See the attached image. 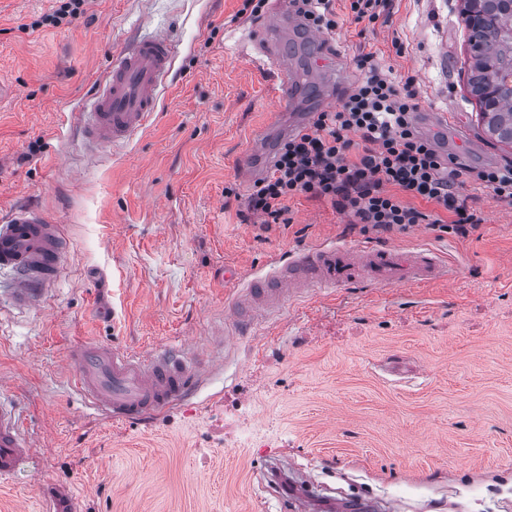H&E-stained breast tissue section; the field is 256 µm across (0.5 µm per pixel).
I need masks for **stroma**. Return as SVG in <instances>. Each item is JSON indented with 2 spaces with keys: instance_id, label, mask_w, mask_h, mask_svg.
Listing matches in <instances>:
<instances>
[{
  "instance_id": "obj_1",
  "label": "stroma",
  "mask_w": 512,
  "mask_h": 512,
  "mask_svg": "<svg viewBox=\"0 0 512 512\" xmlns=\"http://www.w3.org/2000/svg\"><path fill=\"white\" fill-rule=\"evenodd\" d=\"M242 0H86L58 23V0H0V213L44 209L68 241L38 309L0 307V388L19 402L38 450L0 480V512H39L37 480L74 487L81 512H283L269 468L297 467L316 495L383 512H512V208L467 186L484 223L461 237L417 226L378 234L447 256L453 283L347 288L288 305L237 337L217 332L239 276L332 240L364 236L325 199L290 200L291 223H242L251 190L238 172L250 136L287 122L276 78L245 55L263 19ZM321 48L353 62L372 52L414 76L421 109L448 115L482 152L473 170L512 162L489 138L468 86L472 52L460 0H393L361 30L348 0ZM158 32L179 45L155 118L124 147L94 156L71 117L123 43ZM281 36L314 110L312 53ZM402 43L396 54L394 43ZM235 198L225 199V188ZM86 343L142 352L195 349L209 372L188 401L146 420L96 415L65 371ZM274 456L238 440L244 425Z\"/></svg>"
}]
</instances>
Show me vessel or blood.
<instances>
[{
    "label": "vessel or blood",
    "instance_id": "1",
    "mask_svg": "<svg viewBox=\"0 0 512 512\" xmlns=\"http://www.w3.org/2000/svg\"><path fill=\"white\" fill-rule=\"evenodd\" d=\"M301 27L297 17H284L275 10L255 40L260 55L256 68L275 72L287 95L295 102L301 84L280 48L282 26ZM178 54L177 43L163 33L113 53L109 69L97 82L91 98L77 113L87 151L99 153L128 142L156 114L160 88L166 83ZM325 100L335 103L348 89L347 74L339 64L314 60ZM415 124L424 135L448 127L444 112H419ZM278 127H263L253 135V148L241 172L257 177L271 161L270 151ZM67 250L59 226L43 213L20 208L0 223V269L14 274L9 300L18 308L38 307L57 280ZM454 269L431 249L409 251L378 248L369 243L336 242L289 255L287 262L272 269L260 284L241 291L231 303L225 320L241 331L279 310L290 299L318 289L344 288L371 281L389 286L397 281L422 283L433 279L453 280ZM67 369L83 403L106 417L140 420L170 409L193 395L202 380L203 365L197 354L176 346L144 353L123 348L87 344L71 353ZM34 441L28 435L23 415L11 397L0 394V477L17 474L28 466ZM280 498L293 512H309L313 498L306 482L280 481ZM42 512H80L79 500L64 484L44 482L39 487Z\"/></svg>",
    "mask_w": 512,
    "mask_h": 512
}]
</instances>
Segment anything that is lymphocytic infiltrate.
I'll use <instances>...</instances> for the list:
<instances>
[{"label":"lymphocytic infiltrate","instance_id":"obj_1","mask_svg":"<svg viewBox=\"0 0 512 512\" xmlns=\"http://www.w3.org/2000/svg\"><path fill=\"white\" fill-rule=\"evenodd\" d=\"M357 85L335 111L317 113L312 125L280 144L269 172L245 199L248 213L282 224L290 199L326 198L362 233H405L418 225L468 235L483 224L462 191L476 176L493 198L512 207V166L471 173L449 164L413 124L420 109L414 77L393 81L374 53L358 55ZM433 211L416 207V200Z\"/></svg>","mask_w":512,"mask_h":512}]
</instances>
